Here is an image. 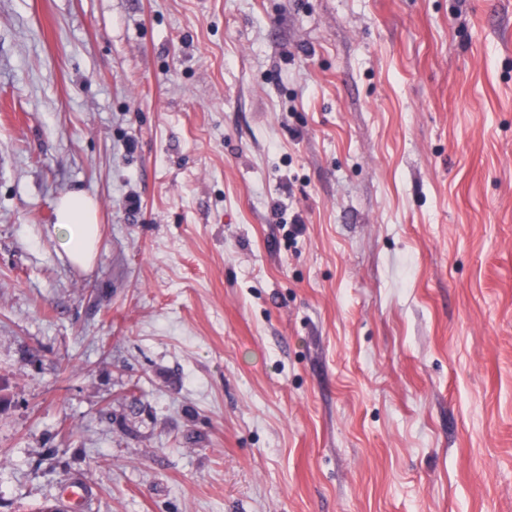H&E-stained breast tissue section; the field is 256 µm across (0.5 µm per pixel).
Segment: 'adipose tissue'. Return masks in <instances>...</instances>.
<instances>
[{
  "instance_id": "ef3b65f1",
  "label": "adipose tissue",
  "mask_w": 512,
  "mask_h": 512,
  "mask_svg": "<svg viewBox=\"0 0 512 512\" xmlns=\"http://www.w3.org/2000/svg\"><path fill=\"white\" fill-rule=\"evenodd\" d=\"M56 215L55 229L63 252L73 264L90 266L99 243L94 201L82 192H69L57 201Z\"/></svg>"
}]
</instances>
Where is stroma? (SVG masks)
<instances>
[{"label": "stroma", "mask_w": 512, "mask_h": 512, "mask_svg": "<svg viewBox=\"0 0 512 512\" xmlns=\"http://www.w3.org/2000/svg\"><path fill=\"white\" fill-rule=\"evenodd\" d=\"M74 480L512 512V0H0V512ZM56 215L55 229L63 252L73 264L90 266L99 243L94 201L81 191H71L57 201Z\"/></svg>", "instance_id": "1"}]
</instances>
